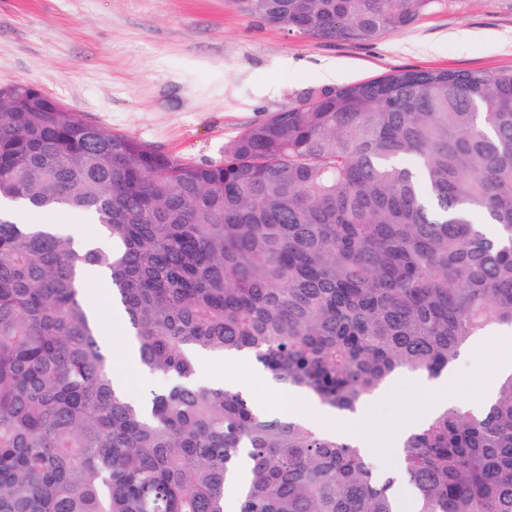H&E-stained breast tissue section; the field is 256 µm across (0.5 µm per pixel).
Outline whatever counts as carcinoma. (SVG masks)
I'll use <instances>...</instances> for the list:
<instances>
[{"label": "carcinoma", "instance_id": "obj_1", "mask_svg": "<svg viewBox=\"0 0 512 512\" xmlns=\"http://www.w3.org/2000/svg\"><path fill=\"white\" fill-rule=\"evenodd\" d=\"M299 36L367 43L437 0H241ZM77 212L106 248L0 212V512H400L354 443L192 382L193 353L353 412L512 329V69H393L245 128L220 163L100 130L0 81V202ZM109 274L149 415L113 387L84 271ZM417 512H512V375L481 416L410 431Z\"/></svg>", "mask_w": 512, "mask_h": 512}]
</instances>
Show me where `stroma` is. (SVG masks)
I'll return each instance as SVG.
<instances>
[{"label": "stroma", "mask_w": 512, "mask_h": 512, "mask_svg": "<svg viewBox=\"0 0 512 512\" xmlns=\"http://www.w3.org/2000/svg\"><path fill=\"white\" fill-rule=\"evenodd\" d=\"M328 61L344 85L394 68H512V0H441L363 44L288 34L245 14L239 0H0V80L36 84L89 123L199 163L222 161L245 127L326 87ZM503 350L496 339L468 350L448 380L496 388ZM218 371L280 405L292 397L222 359L198 368V384ZM425 407L424 394L397 391L365 428L381 435Z\"/></svg>", "instance_id": "obj_1"}]
</instances>
